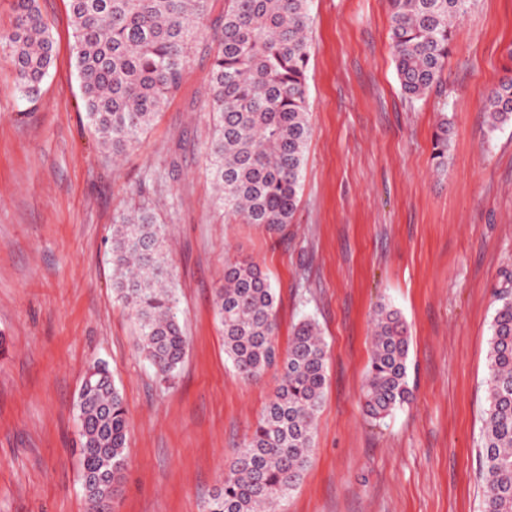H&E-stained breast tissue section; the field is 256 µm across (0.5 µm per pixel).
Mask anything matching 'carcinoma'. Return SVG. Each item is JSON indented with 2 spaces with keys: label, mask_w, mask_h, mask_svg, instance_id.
Here are the masks:
<instances>
[{
  "label": "carcinoma",
  "mask_w": 512,
  "mask_h": 512,
  "mask_svg": "<svg viewBox=\"0 0 512 512\" xmlns=\"http://www.w3.org/2000/svg\"><path fill=\"white\" fill-rule=\"evenodd\" d=\"M212 0H69L86 119L100 146L119 156L134 147L180 91L191 53L211 57L213 130L209 172L218 201L243 224L279 230L293 222L311 129L307 67L311 0H224L209 27ZM473 0H389L390 40L403 93L426 97L448 59L453 24ZM15 24L0 37L17 93L31 97L52 64L54 44L37 0H13ZM491 130L512 124V73L486 99ZM451 124L433 138L437 169L448 163ZM165 231L146 211L112 224V288L138 326L140 350L161 380L174 378L188 350ZM216 315L235 372L257 380L279 373L273 397L250 438L227 466L205 512H272L292 492L314 447L326 386L327 345L310 319L294 329L288 350L275 345L277 302L268 275L243 259L224 266ZM363 391L367 417L381 424L411 396L410 335L400 312L381 303L373 314ZM77 399L82 486L94 512L110 498L125 467L129 419L108 365L96 361ZM487 407L480 464L481 512H512V290L497 293L488 353Z\"/></svg>",
  "instance_id": "carcinoma-1"
}]
</instances>
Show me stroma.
Segmentation results:
<instances>
[{"mask_svg": "<svg viewBox=\"0 0 512 512\" xmlns=\"http://www.w3.org/2000/svg\"><path fill=\"white\" fill-rule=\"evenodd\" d=\"M38 5L55 52L37 96L15 92L0 52V512H89L76 400L98 359L130 422L112 512H204L277 385L272 369L241 379L224 354L214 300L237 259L272 280L279 350L306 318L327 343L314 448L276 512H480L494 292L512 289V125L490 130L485 98L512 71V0H474L438 86L415 103L399 89L388 0H312L311 136L299 209L277 232L216 204L203 49L115 159L85 117L68 0ZM444 115L453 142L439 171ZM132 209L166 228L189 341L169 384L112 288L107 240ZM382 302L409 327L412 399L376 425L362 390ZM451 124L443 118L438 124L433 138L432 160L435 168L441 169L448 163V152L451 147Z\"/></svg>", "mask_w": 512, "mask_h": 512, "instance_id": "35a3bbf8", "label": "stroma"}]
</instances>
